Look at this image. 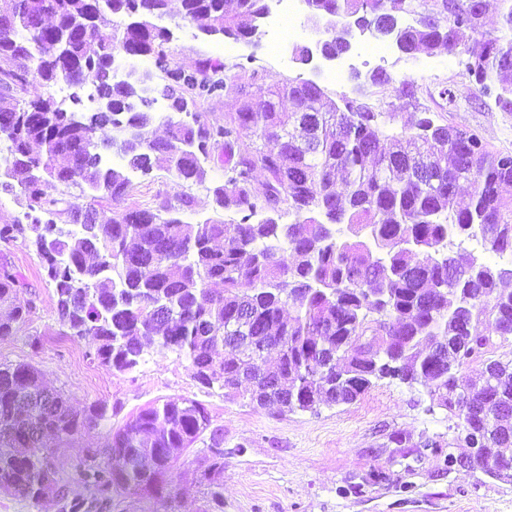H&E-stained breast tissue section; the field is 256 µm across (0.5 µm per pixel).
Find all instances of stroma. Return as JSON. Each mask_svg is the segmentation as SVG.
I'll return each mask as SVG.
<instances>
[{
  "mask_svg": "<svg viewBox=\"0 0 512 512\" xmlns=\"http://www.w3.org/2000/svg\"><path fill=\"white\" fill-rule=\"evenodd\" d=\"M181 10V0H169L161 24L172 37L164 49L175 65L192 70L216 57L218 42L184 25ZM301 24L307 33L289 42L284 65L269 51L265 35L240 44L243 62L230 68L232 80L242 85L311 80L331 99L357 98L382 111H396L398 129L410 126L426 108L434 120L477 134L491 151L512 153V112L500 111L481 95L459 55L439 49L409 57L395 50L386 61H368L356 74L338 80L333 62L321 55L308 64L298 60L299 48L314 47L316 40L309 17H302ZM380 68L391 81L372 85L371 75ZM406 78L416 85L417 104L396 94ZM177 194L192 200L186 221L234 217L215 209L208 184L180 181L163 167L139 175L126 196L113 200L112 208L154 209ZM0 254L25 276L34 301L27 320L0 337V366H33L49 388L64 391L78 410L97 403L113 409L106 428L82 431L62 447L61 468L103 461L107 430L123 426L142 407L170 398L195 399L206 406L213 426L224 431L223 512H512V484L483 471L448 473L442 458L434 456L416 464L410 475L390 465L392 451L386 443L391 433L448 438L456 430L455 419L433 407L426 387L384 378L353 403L280 416L245 398L225 399L222 389L203 388L189 360L171 351L151 353L144 363L119 372L95 358L92 337L62 335L54 286L45 279L33 248L1 244ZM202 469L200 453L190 448L175 464L167 494H117L108 512H205ZM375 470L393 472L394 482L366 484V476Z\"/></svg>",
  "mask_w": 512,
  "mask_h": 512,
  "instance_id": "1",
  "label": "stroma"
}]
</instances>
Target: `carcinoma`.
I'll return each instance as SVG.
<instances>
[{
  "mask_svg": "<svg viewBox=\"0 0 512 512\" xmlns=\"http://www.w3.org/2000/svg\"><path fill=\"white\" fill-rule=\"evenodd\" d=\"M307 0L327 26L321 42L337 49L344 29L382 25L404 54L463 46L464 65L485 96L512 112V0H500L495 48L483 34V5L422 16L430 0ZM168 0H0V139L10 157L0 178L14 180L25 220L0 224V242L36 249L54 285L61 335L96 341L94 356L117 371L136 367L144 349L174 351L191 363L208 388L261 381L287 396L281 401L249 389L240 396L282 414L350 404L373 384L395 378L421 383L458 420L449 440L393 433L404 452L393 465L412 463L463 443L477 448L480 467L512 482V361L487 358L469 385L459 372L493 345L512 336V268L472 255L465 265L448 251L463 238L500 256L512 252V154L493 153L472 133L448 135L450 124L424 116L413 128L384 131L393 112H375L355 99L326 103L318 84L242 86L219 58L193 71L171 65L163 49L168 29L153 22ZM182 20L206 21L207 36L250 41L269 12L268 0H182ZM129 18L112 32L93 24L71 30L84 12ZM69 36L66 58L55 42ZM151 56L166 83L125 86L111 80V61ZM69 70L112 97V120L83 128L52 98L26 99L30 77L46 84ZM233 95L238 110L222 119L195 111L197 101ZM167 101L168 136L150 128L157 98ZM285 99L294 110L282 108ZM131 142L124 164L105 167L93 142ZM263 142L278 150L266 151ZM166 162L182 181L203 182L213 166L224 180L211 188L215 208L239 220L192 224L182 218L186 195L155 210L129 209L100 219L99 208L130 191L129 170L150 173ZM263 190H254L256 173ZM472 185L470 203L457 206L461 182ZM79 187L89 202H79ZM291 222L281 223L284 216ZM249 287L241 288L242 281ZM29 284L0 259V336L30 315L20 302ZM294 310L284 317L285 307ZM163 310L167 322L155 320ZM283 341L269 364L263 347ZM26 416L19 418L16 408ZM111 419L105 403L78 414L70 398L50 391L28 364L0 366V492L38 502L57 499L60 512H107L114 493L154 497L174 463L209 434L203 449L208 501L224 507V432L210 429L204 404L169 399L130 416L109 435L99 464L58 469V450L35 445L33 426L59 432V444ZM412 462H407V459ZM75 482L88 495L70 493Z\"/></svg>",
  "mask_w": 512,
  "mask_h": 512,
  "instance_id": "carcinoma-1",
  "label": "carcinoma"
}]
</instances>
